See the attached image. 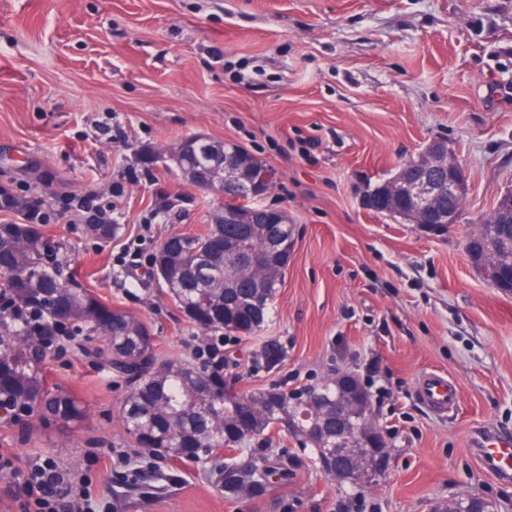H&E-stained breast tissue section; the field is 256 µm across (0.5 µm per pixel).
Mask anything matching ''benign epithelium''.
<instances>
[{
    "mask_svg": "<svg viewBox=\"0 0 512 512\" xmlns=\"http://www.w3.org/2000/svg\"><path fill=\"white\" fill-rule=\"evenodd\" d=\"M197 152L208 157L210 164L196 168L186 162L183 151H170L168 157L190 183L206 188L221 197L226 191L244 189L252 207L246 211L227 209L224 221L228 224H273L274 209L262 204L270 190L275 173L272 168L255 161L251 168V179L242 176L241 160L246 151L236 144L228 143L217 151L205 137L193 140ZM468 191V175L465 167L441 142L427 145L412 161L403 164L400 170L387 179L379 188L365 192L362 205L374 213L382 212L379 196L399 200L403 204L406 219L424 233L440 237L459 222L461 210H443V198L462 199ZM490 224H512V190L498 199L489 216Z\"/></svg>",
    "mask_w": 512,
    "mask_h": 512,
    "instance_id": "obj_1",
    "label": "benign epithelium"
}]
</instances>
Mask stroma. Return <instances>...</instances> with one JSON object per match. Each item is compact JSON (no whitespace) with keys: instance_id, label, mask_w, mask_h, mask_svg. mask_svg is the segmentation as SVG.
Segmentation results:
<instances>
[{"instance_id":"stroma-1","label":"stroma","mask_w":512,"mask_h":512,"mask_svg":"<svg viewBox=\"0 0 512 512\" xmlns=\"http://www.w3.org/2000/svg\"><path fill=\"white\" fill-rule=\"evenodd\" d=\"M202 134L275 172L264 205L296 227L268 323L214 335L224 384L294 389L352 373L391 447L362 512H434L460 492L512 512V482L484 470L474 432L512 434V293L472 269L467 235L512 189V0H0V187L51 216L65 276L145 321L158 358L204 342L146 268L176 232L200 233L214 195L145 156ZM434 141L469 177L458 224L432 238L362 206ZM111 204L119 237L85 238L71 213ZM284 353L267 368L266 342ZM87 408L73 429L0 419V512H22L21 471L41 458L86 486L97 512H337L319 466L259 497H226L223 454L194 466L135 445L126 384L75 353L45 365ZM426 371L455 406L420 398ZM419 393L427 406L443 411L454 405L457 386L440 374L426 372L419 377Z\"/></svg>"}]
</instances>
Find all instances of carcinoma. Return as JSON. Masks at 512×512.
Wrapping results in <instances>:
<instances>
[{
    "label": "carcinoma",
    "instance_id": "cac0c4a2",
    "mask_svg": "<svg viewBox=\"0 0 512 512\" xmlns=\"http://www.w3.org/2000/svg\"><path fill=\"white\" fill-rule=\"evenodd\" d=\"M223 211L224 206L216 205L204 232L184 235L176 248H159L150 276L164 274L163 286L171 289L168 296L188 323L195 324L203 312L209 318L207 333L247 336L268 320L279 284L241 280L229 272L249 254L268 249L274 262H288L290 234L285 224H220ZM213 235L234 241L242 237L246 248L211 256L205 242ZM5 248L13 267L0 271V285L10 300L0 316V397L10 406L49 427H68L85 418L81 400L49 386L43 372L52 349L46 329L78 328L86 341L104 340L97 360L125 379L120 419L138 445L148 441L165 457L198 464L220 448H243L288 422L314 464L339 469L335 481L341 488L358 490L381 475L386 439L358 377L333 374L315 386L238 395L222 383L205 381L194 364L159 360L145 322L63 276L61 247L44 235L40 224L30 219L0 224V249ZM511 251L512 224L483 225L471 245L474 259L487 265L488 278L506 292L512 290V275L499 262ZM258 296L264 303L261 313L254 304ZM333 400L348 408L345 442L336 435V418L320 411L324 402ZM347 446L358 449L352 460L336 456V449ZM302 465L299 457L261 465L233 458L224 463V493L261 495L269 487L268 477L277 474L284 482Z\"/></svg>",
    "mask_w": 512,
    "mask_h": 512
}]
</instances>
